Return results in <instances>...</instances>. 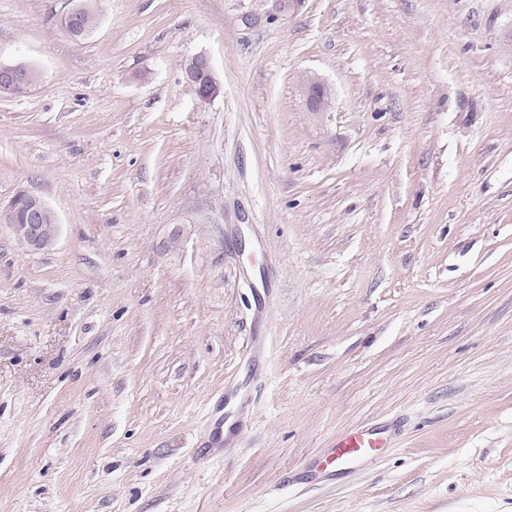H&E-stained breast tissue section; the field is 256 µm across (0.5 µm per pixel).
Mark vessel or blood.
Returning a JSON list of instances; mask_svg holds the SVG:
<instances>
[{
	"label": "vessel or blood",
	"mask_w": 512,
	"mask_h": 512,
	"mask_svg": "<svg viewBox=\"0 0 512 512\" xmlns=\"http://www.w3.org/2000/svg\"><path fill=\"white\" fill-rule=\"evenodd\" d=\"M384 446L377 430L355 429L338 437L331 448L313 460L310 478L318 481L361 464L377 462L382 457Z\"/></svg>",
	"instance_id": "1"
}]
</instances>
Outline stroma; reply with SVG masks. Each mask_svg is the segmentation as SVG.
Returning <instances> with one entry per match:
<instances>
[{"mask_svg": "<svg viewBox=\"0 0 512 512\" xmlns=\"http://www.w3.org/2000/svg\"><path fill=\"white\" fill-rule=\"evenodd\" d=\"M76 2L0 0V512H512V0ZM78 11L82 13V22L80 21L79 16L77 15V10L69 11L65 15V20L67 22L68 28L77 29L82 23L85 34L83 36L77 37L76 39H82L90 36L94 29L96 28V16L94 11H92L87 5L79 4L76 6ZM185 73L187 80L201 100H210L220 92V84L216 80L210 60L206 56L192 57L186 64ZM38 79V74L23 63H0V92H11L13 87L18 84H26L31 88ZM29 88L18 86L12 94H23ZM307 104L312 112H322L330 102V88L315 76H306L303 79ZM19 242L30 251L51 248L58 236V220L54 211L39 197L20 194L2 214ZM385 443L375 429L358 428L336 439V443L315 458L310 466V479L318 481L336 476L354 466L375 463L382 457Z\"/></svg>", "mask_w": 512, "mask_h": 512, "instance_id": "obj_1", "label": "stroma"}]
</instances>
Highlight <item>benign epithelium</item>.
<instances>
[{
    "mask_svg": "<svg viewBox=\"0 0 512 512\" xmlns=\"http://www.w3.org/2000/svg\"><path fill=\"white\" fill-rule=\"evenodd\" d=\"M185 73L200 99L207 101L220 92V84L207 57H192L186 64ZM38 79V74L22 63H0V92H10L18 84L32 87ZM303 85L310 111L326 109L331 97L330 88L315 76L305 77ZM3 218L19 242L30 251L47 250L57 240V217L49 205L35 195L25 193L15 197L3 213Z\"/></svg>",
    "mask_w": 512,
    "mask_h": 512,
    "instance_id": "1",
    "label": "benign epithelium"
}]
</instances>
